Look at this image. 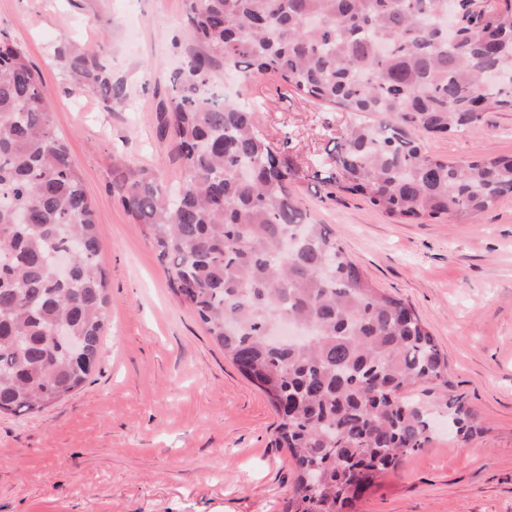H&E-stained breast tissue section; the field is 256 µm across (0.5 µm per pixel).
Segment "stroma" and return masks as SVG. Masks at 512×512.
Here are the masks:
<instances>
[{
    "label": "stroma",
    "instance_id": "obj_1",
    "mask_svg": "<svg viewBox=\"0 0 512 512\" xmlns=\"http://www.w3.org/2000/svg\"><path fill=\"white\" fill-rule=\"evenodd\" d=\"M184 0H0V31L40 71L53 124L94 200L107 276V330L85 385L39 413H0V512H284L291 458L273 445L277 415L171 292L156 252L112 196L124 162L179 181L161 105L169 76L199 50ZM103 49L128 107L71 93L66 59ZM219 85L256 103L260 132L302 166L327 157L349 114L294 96L271 75ZM426 151L457 160L512 155V112H489ZM297 192L381 291L412 305L448 362L480 432L455 441L437 423L355 512H512V196L476 219L395 224L359 197Z\"/></svg>",
    "mask_w": 512,
    "mask_h": 512
}]
</instances>
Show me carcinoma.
Instances as JSON below:
<instances>
[{"mask_svg":"<svg viewBox=\"0 0 512 512\" xmlns=\"http://www.w3.org/2000/svg\"><path fill=\"white\" fill-rule=\"evenodd\" d=\"M185 0L202 50L170 75L162 111L181 179L119 161L112 195L164 266L172 293L274 408V447L295 478L284 512H350L376 481L430 447L417 388L447 368L412 306L374 286L296 191L361 195L397 224L465 223L512 195V155H430L418 133L469 128L512 111V0ZM247 83L270 73L303 99L371 115L347 127L312 172L257 129V109L214 102L217 63ZM74 91L127 104L99 52L68 60ZM489 71L508 78L485 80ZM72 254L63 279L53 263ZM95 205L53 129L40 74L0 33V413H33L82 388L106 321ZM288 321L305 340L271 338ZM60 324L83 347L53 337ZM454 438L479 429L461 396L445 402Z\"/></svg>","mask_w":512,"mask_h":512,"instance_id":"carcinoma-1","label":"carcinoma"}]
</instances>
